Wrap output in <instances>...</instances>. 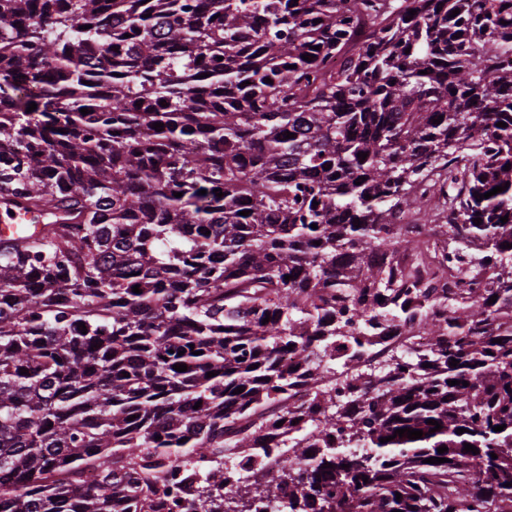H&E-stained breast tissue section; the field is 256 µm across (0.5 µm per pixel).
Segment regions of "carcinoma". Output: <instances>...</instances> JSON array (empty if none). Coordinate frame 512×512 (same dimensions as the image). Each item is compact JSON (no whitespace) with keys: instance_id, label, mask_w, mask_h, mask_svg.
I'll list each match as a JSON object with an SVG mask.
<instances>
[{"instance_id":"obj_1","label":"carcinoma","mask_w":512,"mask_h":512,"mask_svg":"<svg viewBox=\"0 0 512 512\" xmlns=\"http://www.w3.org/2000/svg\"><path fill=\"white\" fill-rule=\"evenodd\" d=\"M2 143L0 512H512V0H0Z\"/></svg>"}]
</instances>
